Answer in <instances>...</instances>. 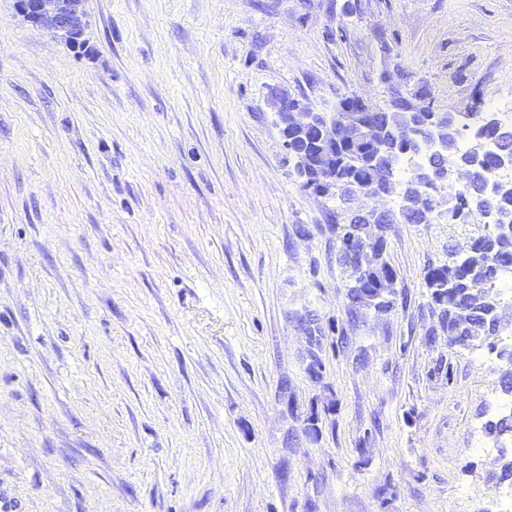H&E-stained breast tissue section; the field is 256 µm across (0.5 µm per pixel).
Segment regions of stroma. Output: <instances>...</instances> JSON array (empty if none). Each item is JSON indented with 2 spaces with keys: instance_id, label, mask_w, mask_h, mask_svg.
I'll list each match as a JSON object with an SVG mask.
<instances>
[{
  "instance_id": "35a3bbf8",
  "label": "stroma",
  "mask_w": 512,
  "mask_h": 512,
  "mask_svg": "<svg viewBox=\"0 0 512 512\" xmlns=\"http://www.w3.org/2000/svg\"><path fill=\"white\" fill-rule=\"evenodd\" d=\"M86 9L75 49L0 0V512H501V363L448 346L424 280L490 225L440 189L385 234L392 309L350 314L343 206L268 96L512 97V0ZM485 432L494 442L510 440L512 444V412L500 417L488 419L485 422Z\"/></svg>"
}]
</instances>
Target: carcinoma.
<instances>
[{
	"instance_id": "cac0c4a2",
	"label": "carcinoma",
	"mask_w": 512,
	"mask_h": 512,
	"mask_svg": "<svg viewBox=\"0 0 512 512\" xmlns=\"http://www.w3.org/2000/svg\"><path fill=\"white\" fill-rule=\"evenodd\" d=\"M485 116L494 120L489 129V135L495 137L501 148L512 154V125H506L497 119L494 112H487ZM370 118L376 121L381 128H387V136L394 142L395 150L388 158L393 168H398V161L404 157L403 150L407 143L398 138L395 127L384 112H372ZM467 149L463 152H454L453 159L458 165L470 170L471 181L465 188H460L455 194V203L448 207L450 213L449 223L466 224L468 220L482 214L486 208H495L498 211L512 214V191L504 189L497 196H490L486 186L497 181L498 164L491 156H484L477 145L468 140ZM373 149V139H365L355 146V152L361 158V163L353 167L345 162L348 147L336 149V188L342 185H355L362 188L372 186L380 191H391L405 200L419 190V173L430 177L435 172H444L448 168V158L436 160L429 158L428 163L410 172V175L401 179L395 178V183L386 184L373 180L369 158ZM339 239L342 249L339 250V260L349 268L355 263L347 253L345 236L352 232L365 235L371 232L366 219L354 213H349L339 225ZM512 265V238L485 235L474 239L473 253L468 268L461 269L453 263L431 267L425 274V282L430 290L433 309L438 312L440 327L448 339V346L458 349H468L472 343L495 335L499 321L502 319V296L495 288L501 265ZM386 276H396V271L385 260L380 259L379 264L373 268L363 281L362 289L350 290L347 298L351 309L360 306H370L386 311L392 308V303L380 296L377 300H370V292L375 290ZM454 280L455 288L448 289L449 280ZM501 362L503 372L501 375L500 391L503 395L512 394V348L503 351ZM485 432L494 442L512 441V412L500 417L491 418L485 422Z\"/></svg>"
}]
</instances>
